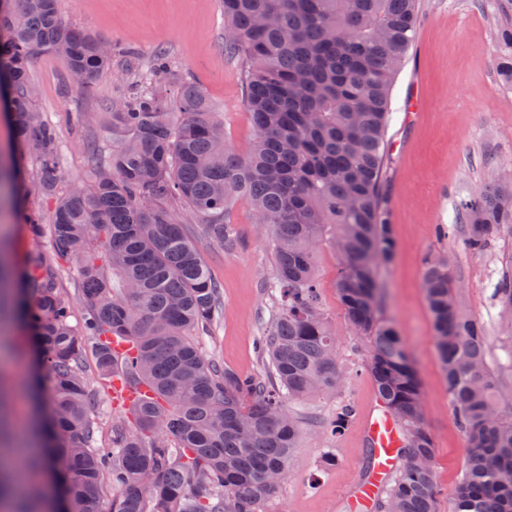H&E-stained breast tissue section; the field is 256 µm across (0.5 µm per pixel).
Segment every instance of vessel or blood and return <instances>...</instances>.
I'll return each instance as SVG.
<instances>
[{"instance_id": "obj_1", "label": "vessel or blood", "mask_w": 512, "mask_h": 512, "mask_svg": "<svg viewBox=\"0 0 512 512\" xmlns=\"http://www.w3.org/2000/svg\"><path fill=\"white\" fill-rule=\"evenodd\" d=\"M363 433L374 453L373 468L353 490L354 512H368L373 507L387 478L399 464L400 432L386 408L365 415Z\"/></svg>"}]
</instances>
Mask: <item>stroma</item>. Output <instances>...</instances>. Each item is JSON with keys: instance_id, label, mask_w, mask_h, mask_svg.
Returning <instances> with one entry per match:
<instances>
[{"instance_id": "35a3bbf8", "label": "stroma", "mask_w": 512, "mask_h": 512, "mask_svg": "<svg viewBox=\"0 0 512 512\" xmlns=\"http://www.w3.org/2000/svg\"><path fill=\"white\" fill-rule=\"evenodd\" d=\"M419 22L407 61L391 94V143L385 174L388 218L398 248L382 273L385 315L393 322L419 371L427 423L435 443L437 512H452L466 460L465 438L457 427L440 375L433 327L422 288L427 255L446 256L466 312L486 334L487 360L498 365L512 339L503 332L494 289L502 256L512 254V235L493 241L483 253L464 245L460 206L490 182L512 184V84L499 72V27L512 19V0H418ZM64 16L109 43L112 68L97 76L92 96L80 95L53 54L33 58L29 77L36 107L55 124L61 167L68 182L87 181L90 145L101 156L112 139L98 112L122 97L135 72L163 49L173 73L198 80L224 136L248 154L256 132L246 112L240 64L224 52V19L219 0H60ZM240 242L233 251L203 244L202 255L221 285L222 305L203 353L244 376H264L266 361L256 343L278 308L264 286L273 255L253 211L238 201L232 211ZM339 262L333 250L317 257L316 278L324 309L336 326L342 385L290 402L301 420V436L289 460L287 481L262 499L257 512H350L349 497L363 479L367 447L362 417L375 393L362 370L365 344L347 325L333 287ZM31 336L20 321L0 330V381L31 385ZM352 403L357 415L337 437L323 422Z\"/></svg>"}]
</instances>
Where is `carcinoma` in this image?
Instances as JSON below:
<instances>
[{
    "label": "carcinoma",
    "mask_w": 512,
    "mask_h": 512,
    "mask_svg": "<svg viewBox=\"0 0 512 512\" xmlns=\"http://www.w3.org/2000/svg\"><path fill=\"white\" fill-rule=\"evenodd\" d=\"M224 52L241 62L242 94L256 143L242 155L215 130L199 83L172 74L166 53L140 73L128 96L108 106L112 155L87 186L61 185L55 128L35 105L34 55L54 54L86 74L94 92L112 68L98 39L65 20L57 0H0V82L13 134L0 183L18 190L23 161L54 200L50 223L24 210L16 221L47 249L21 266L17 318L35 337L51 411L43 447L57 479L52 494L17 512H99L110 481V512H256L288 477L301 426L290 400L333 391L344 372L336 334L319 300L315 261L323 246L340 258L334 283L352 331L367 340L364 372L398 422L401 464L377 512H435L434 439L415 362L383 317L382 269L397 242L384 208L389 104L412 44L417 0H221ZM247 199L271 236L269 287L279 311L263 336L270 377H247L205 357L199 337L221 304L201 247L174 218L198 219L204 239L231 251L239 232L233 204ZM465 245L475 254L512 234V186L491 183L463 205ZM450 261H424L422 286L453 417L467 447L453 512H512V402L486 360L480 324L467 315ZM78 268L81 308L59 274ZM121 288L112 284V276ZM497 293L512 334V262ZM130 343L127 386L139 395L97 446L101 396L84 370L115 376L112 338ZM340 407L324 429L342 432Z\"/></svg>",
    "instance_id": "1"
}]
</instances>
